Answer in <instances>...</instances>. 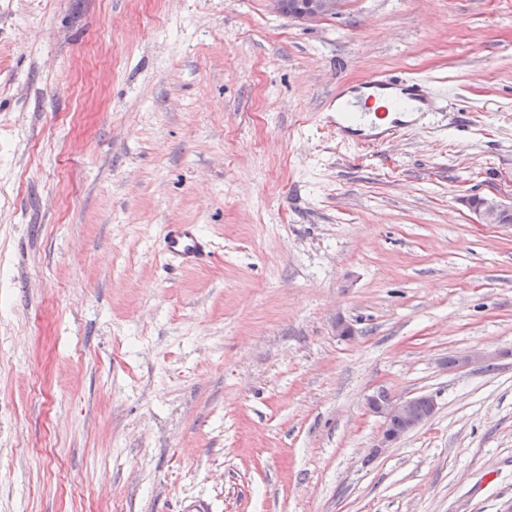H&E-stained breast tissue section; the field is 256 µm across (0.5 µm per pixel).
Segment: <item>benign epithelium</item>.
<instances>
[{"mask_svg": "<svg viewBox=\"0 0 512 512\" xmlns=\"http://www.w3.org/2000/svg\"><path fill=\"white\" fill-rule=\"evenodd\" d=\"M343 0H297V7L288 17L311 23L333 16L342 8ZM480 224H496L512 227V207L496 199H486L475 207ZM370 413L383 421L380 447L388 448L405 435L428 422L437 408V400L429 394H418L406 398H395L379 392L368 398Z\"/></svg>", "mask_w": 512, "mask_h": 512, "instance_id": "obj_1", "label": "benign epithelium"}]
</instances>
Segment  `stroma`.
Masks as SVG:
<instances>
[{
  "label": "stroma",
  "mask_w": 512,
  "mask_h": 512,
  "mask_svg": "<svg viewBox=\"0 0 512 512\" xmlns=\"http://www.w3.org/2000/svg\"><path fill=\"white\" fill-rule=\"evenodd\" d=\"M381 72L440 112L338 143ZM475 197L512 206V0H0V512H512ZM379 391L438 409L382 448ZM343 0H298L294 12L288 17L300 22H317L328 16L336 15L342 8ZM398 121L400 119L396 118L390 122V124L382 129L381 131L374 134H366V133H357L362 132L364 129L361 126V123L358 122L356 127L353 125H345L336 120L335 133L336 138L339 139L340 142L345 143L349 141L363 142L364 144L372 145V146H383L387 142H389L393 136L407 128L404 124H399ZM206 243L193 224H178L165 239V254L193 266L204 256Z\"/></svg>",
  "instance_id": "obj_1"
}]
</instances>
